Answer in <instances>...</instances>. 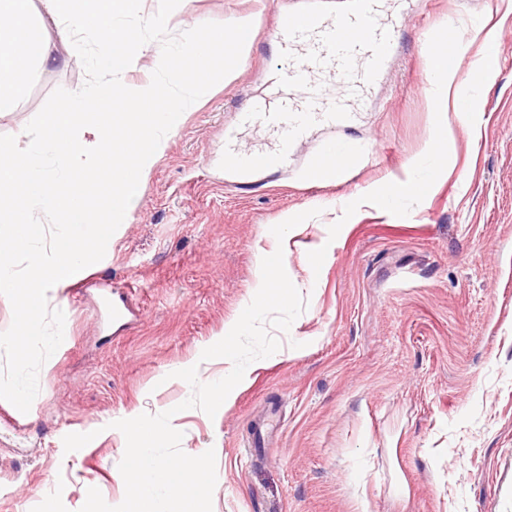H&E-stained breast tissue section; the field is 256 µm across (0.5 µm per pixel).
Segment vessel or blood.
Listing matches in <instances>:
<instances>
[{"instance_id": "1", "label": "vessel or blood", "mask_w": 512, "mask_h": 512, "mask_svg": "<svg viewBox=\"0 0 512 512\" xmlns=\"http://www.w3.org/2000/svg\"><path fill=\"white\" fill-rule=\"evenodd\" d=\"M397 30L386 0H349L333 15L312 8L281 17L270 33L281 55L272 80L281 91L273 100H251L241 115L243 125L265 128L275 144L240 152L237 169L248 173L288 168L295 161L296 142L308 139L317 128L344 127L368 84L386 71ZM330 81L339 85L340 95L328 92Z\"/></svg>"}]
</instances>
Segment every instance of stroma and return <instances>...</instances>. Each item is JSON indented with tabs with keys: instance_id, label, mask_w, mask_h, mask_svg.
Returning <instances> with one entry per match:
<instances>
[{
	"instance_id": "1",
	"label": "stroma",
	"mask_w": 512,
	"mask_h": 512,
	"mask_svg": "<svg viewBox=\"0 0 512 512\" xmlns=\"http://www.w3.org/2000/svg\"><path fill=\"white\" fill-rule=\"evenodd\" d=\"M308 0H190L168 24L253 22L238 76L188 113L151 167L141 203L99 265L65 292L64 340L39 372L28 413L0 400V512H79L94 486L111 505L125 485L123 434L112 424L173 410L182 449L216 453L213 512H512V0H405L385 74L356 123L338 132L357 152L342 181L305 171L325 136L294 146V167L243 183L224 170L225 137L267 146L240 125L266 91L278 48L269 28ZM458 23L459 125L429 59L443 22ZM496 37L489 68L473 24ZM37 74L17 134L59 88L83 86L74 49ZM447 138L443 167L422 163ZM428 180L420 199L401 189ZM318 209L284 241L273 226ZM308 306L215 417L178 411L174 376L230 331L275 250ZM93 433L65 452L71 433Z\"/></svg>"
}]
</instances>
